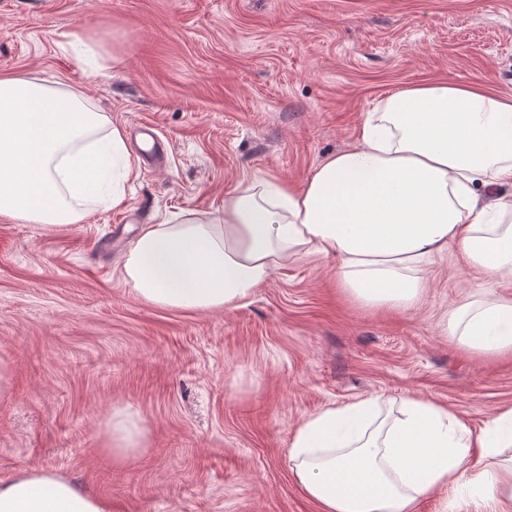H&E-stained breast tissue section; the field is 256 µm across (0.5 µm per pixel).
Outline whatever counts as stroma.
I'll return each instance as SVG.
<instances>
[{
  "label": "stroma",
  "mask_w": 512,
  "mask_h": 512,
  "mask_svg": "<svg viewBox=\"0 0 512 512\" xmlns=\"http://www.w3.org/2000/svg\"><path fill=\"white\" fill-rule=\"evenodd\" d=\"M2 77L62 83L127 136L152 122L167 155L82 223L0 215V481L61 472L112 512H317L288 460L304 417L414 396L477 433L512 407V356L448 336L472 289L512 298V281L456 249L407 310L359 303L321 256L214 311L150 304L119 275L141 227L220 210L256 176L301 185L405 86L512 93V0H0ZM116 409L148 438L122 462Z\"/></svg>",
  "instance_id": "1"
}]
</instances>
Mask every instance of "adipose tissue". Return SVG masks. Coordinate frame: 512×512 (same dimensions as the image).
<instances>
[{
    "instance_id": "1",
    "label": "adipose tissue",
    "mask_w": 512,
    "mask_h": 512,
    "mask_svg": "<svg viewBox=\"0 0 512 512\" xmlns=\"http://www.w3.org/2000/svg\"><path fill=\"white\" fill-rule=\"evenodd\" d=\"M125 137L75 92L0 78V214L58 226L89 203L124 200ZM455 246L467 264L512 277V95L479 82L413 84L367 113L354 145L298 188L253 178L213 214L143 228L121 276L145 301L214 310L246 298L290 258L336 260L342 287L368 305L407 309L423 264ZM448 334L512 353V301L483 295L455 309ZM370 396L306 417L288 448L318 512H417L438 489L480 512H512V408L478 434L448 409L403 399L396 417ZM0 512H111L105 500L43 470L0 482Z\"/></svg>"
}]
</instances>
